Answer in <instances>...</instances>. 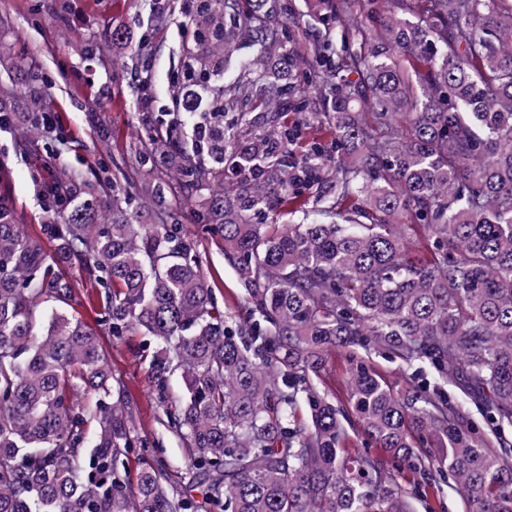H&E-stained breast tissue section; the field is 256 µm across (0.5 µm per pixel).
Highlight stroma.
I'll return each mask as SVG.
<instances>
[{
    "instance_id": "obj_1",
    "label": "stroma",
    "mask_w": 512,
    "mask_h": 512,
    "mask_svg": "<svg viewBox=\"0 0 512 512\" xmlns=\"http://www.w3.org/2000/svg\"><path fill=\"white\" fill-rule=\"evenodd\" d=\"M197 5V0H170L169 10L160 16L153 0H64L60 6L55 0H0V41L12 45L45 78L47 87L38 109L54 113L69 138L61 154L48 159L21 153L11 134L0 131V197L11 204L24 232L32 236L39 232L42 186L54 168H70L84 179L91 172L122 163L142 139L135 117L140 76L151 79L154 111L167 110L168 86L182 75L185 51L199 45ZM151 26L159 30V44L138 72L114 69L111 59H90L81 51L84 43L103 39L112 29L136 34ZM92 112L98 113L112 133L110 150L98 144L88 120ZM184 228L207 255V268L225 312L242 313V290L219 239L189 221ZM67 312L100 336L124 382L139 437L148 442L155 460L165 465L173 481L183 480L188 461L180 437L161 423L163 410L148 380L143 336H111L85 288L78 289Z\"/></svg>"
}]
</instances>
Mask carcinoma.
Listing matches in <instances>:
<instances>
[{
    "instance_id": "1",
    "label": "carcinoma",
    "mask_w": 512,
    "mask_h": 512,
    "mask_svg": "<svg viewBox=\"0 0 512 512\" xmlns=\"http://www.w3.org/2000/svg\"><path fill=\"white\" fill-rule=\"evenodd\" d=\"M312 2L340 47L283 31L288 0H207L197 26L216 57L255 58L209 87L195 129L180 131L197 80L171 84L161 117L145 79V141L120 175L57 170L37 238L0 199V512H197L146 448L129 490L133 411L98 336L65 312L67 267L112 335L154 343L161 424L219 512H413L450 480L467 512H512V0ZM124 40L116 28L83 53ZM272 58L284 75L312 59L306 88L258 97ZM211 62L193 52L184 70ZM316 122L332 146L297 150ZM45 128L43 112L0 109V130L51 158L65 131ZM311 200L319 219L278 223ZM187 209L222 242L246 316L225 315ZM336 348L434 379L397 387L353 358L336 389Z\"/></svg>"
}]
</instances>
